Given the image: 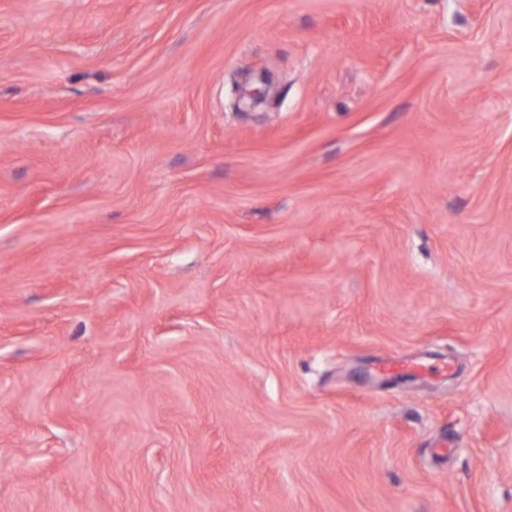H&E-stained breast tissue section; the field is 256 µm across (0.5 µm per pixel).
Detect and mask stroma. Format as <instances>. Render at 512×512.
<instances>
[{"label":"stroma","mask_w":512,"mask_h":512,"mask_svg":"<svg viewBox=\"0 0 512 512\" xmlns=\"http://www.w3.org/2000/svg\"><path fill=\"white\" fill-rule=\"evenodd\" d=\"M0 512H512V0H0Z\"/></svg>","instance_id":"1"}]
</instances>
